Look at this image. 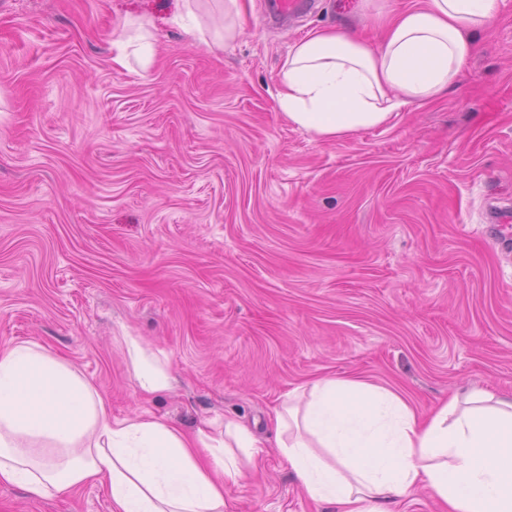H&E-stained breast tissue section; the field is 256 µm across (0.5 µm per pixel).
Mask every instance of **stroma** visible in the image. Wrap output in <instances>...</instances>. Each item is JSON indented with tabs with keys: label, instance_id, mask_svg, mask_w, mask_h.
Returning a JSON list of instances; mask_svg holds the SVG:
<instances>
[{
	"label": "stroma",
	"instance_id": "1",
	"mask_svg": "<svg viewBox=\"0 0 512 512\" xmlns=\"http://www.w3.org/2000/svg\"><path fill=\"white\" fill-rule=\"evenodd\" d=\"M0 0V346L67 359L114 417L193 431L220 417L265 448L224 486L231 512H327L275 444L273 409L320 376L512 398V0L455 91L321 140L277 104L291 46L374 19L316 0L273 23L244 0ZM193 13L199 35L176 15ZM128 43L127 64L112 43ZM140 337L170 390L141 392ZM0 512H110L102 487ZM244 12L243 0L224 1V44L233 40L238 32Z\"/></svg>",
	"mask_w": 512,
	"mask_h": 512
}]
</instances>
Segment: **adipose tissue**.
I'll return each mask as SVG.
<instances>
[{
	"label": "adipose tissue",
	"instance_id": "adipose-tissue-1",
	"mask_svg": "<svg viewBox=\"0 0 512 512\" xmlns=\"http://www.w3.org/2000/svg\"><path fill=\"white\" fill-rule=\"evenodd\" d=\"M383 26L379 44L348 24L295 42L277 102L320 139L387 124L403 105L454 90L499 0H416L389 11L360 0ZM140 388L170 387L138 337L122 338ZM280 452L307 496L336 512H392L427 489L442 512H512V400L476 390L418 416L401 392L362 378H317L275 412ZM261 440L216 420L190 435L145 414L113 417L92 382L34 341L0 347V485L51 498L88 482L111 512H227L226 482Z\"/></svg>",
	"mask_w": 512,
	"mask_h": 512
}]
</instances>
